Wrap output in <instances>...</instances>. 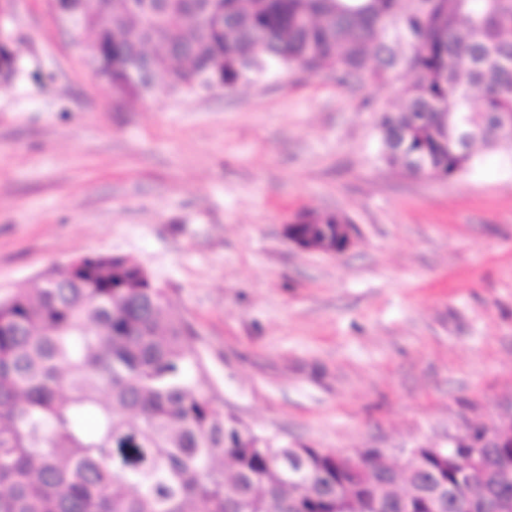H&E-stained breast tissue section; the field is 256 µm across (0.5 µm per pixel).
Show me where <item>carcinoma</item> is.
Here are the masks:
<instances>
[{
	"label": "carcinoma",
	"instance_id": "cac0c4a2",
	"mask_svg": "<svg viewBox=\"0 0 512 512\" xmlns=\"http://www.w3.org/2000/svg\"><path fill=\"white\" fill-rule=\"evenodd\" d=\"M83 19L96 77L117 100L209 93L276 69L336 82L407 76L402 104L377 119L378 155L411 175L451 177L476 148L512 143V0H57ZM0 76L23 74L10 22ZM0 298V512H431L455 500L468 449L410 470L375 450L288 444L257 434L202 394L207 375L165 320L169 299L143 265L98 253ZM135 456L112 465L114 449ZM512 504V481H485Z\"/></svg>",
	"mask_w": 512,
	"mask_h": 512
}]
</instances>
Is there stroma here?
Returning a JSON list of instances; mask_svg holds the SVG:
<instances>
[{
  "label": "stroma",
  "mask_w": 512,
  "mask_h": 512,
  "mask_svg": "<svg viewBox=\"0 0 512 512\" xmlns=\"http://www.w3.org/2000/svg\"><path fill=\"white\" fill-rule=\"evenodd\" d=\"M0 87V298L74 258L143 264L193 330L214 405L313 448H444L512 407V149L453 178L378 158L399 83L329 73L116 101L48 0H14ZM352 221L339 256L297 213ZM3 26L8 32L0 34V76L5 77V83H9L23 74V68L14 48L10 21H6ZM297 216L286 224V237L288 241L296 247L311 252H319L328 256H336L346 251L352 242L351 239V221L348 217L338 213L327 212L320 217H315L308 213H298ZM308 217L313 224H333L334 227H324L320 234L303 233L300 230L296 233L288 232L289 225H306L297 224L302 221H308L304 216Z\"/></svg>",
  "instance_id": "stroma-1"
}]
</instances>
